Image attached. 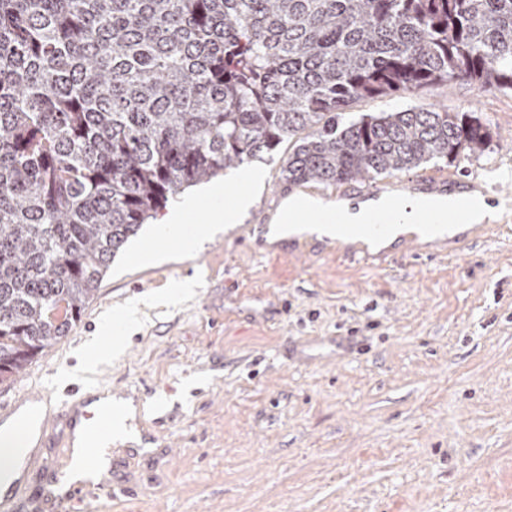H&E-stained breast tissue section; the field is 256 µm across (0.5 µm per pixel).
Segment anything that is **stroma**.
I'll list each match as a JSON object with an SVG mask.
<instances>
[{
	"label": "stroma",
	"instance_id": "obj_1",
	"mask_svg": "<svg viewBox=\"0 0 512 512\" xmlns=\"http://www.w3.org/2000/svg\"><path fill=\"white\" fill-rule=\"evenodd\" d=\"M474 112L478 156L338 185L289 184L288 146L255 157L267 178L249 218L193 254L166 245L143 263L159 221L113 260L95 299L15 387L58 393L89 381L165 411L158 439L111 461V512H512V93L460 82L363 98L356 113ZM480 195L491 232L387 247L314 235L268 242L293 194L352 202ZM193 282L186 298L174 287ZM153 299L136 325L120 305ZM123 339L93 370L91 345ZM350 353L336 358L337 342Z\"/></svg>",
	"mask_w": 512,
	"mask_h": 512
}]
</instances>
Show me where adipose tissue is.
Listing matches in <instances>:
<instances>
[{"instance_id":"ef3b65f1","label":"adipose tissue","mask_w":512,"mask_h":512,"mask_svg":"<svg viewBox=\"0 0 512 512\" xmlns=\"http://www.w3.org/2000/svg\"><path fill=\"white\" fill-rule=\"evenodd\" d=\"M264 178L261 167L244 168L240 180L245 190L229 205L225 204L224 191L217 184L202 189L200 196L186 197L169 213L158 232L155 247L145 252V259H159L162 245L170 241L179 242L185 253H192L206 236L214 234L222 225L243 223ZM454 212L463 213L469 224H481L492 217L491 211L482 204L464 205L453 197L417 201L404 208L388 198L353 206L346 201H326L301 194L283 201L270 221L266 237L275 242L291 236L317 234L346 240L353 225L388 224L392 227V237L396 238L419 232L424 224L443 223L445 215Z\"/></svg>"}]
</instances>
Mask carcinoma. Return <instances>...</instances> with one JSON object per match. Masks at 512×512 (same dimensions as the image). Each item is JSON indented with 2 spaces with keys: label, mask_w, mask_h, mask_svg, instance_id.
<instances>
[{
  "label": "carcinoma",
  "mask_w": 512,
  "mask_h": 512,
  "mask_svg": "<svg viewBox=\"0 0 512 512\" xmlns=\"http://www.w3.org/2000/svg\"><path fill=\"white\" fill-rule=\"evenodd\" d=\"M438 82L512 92V0H0V384L227 168L286 140L290 184L483 153L471 112H348Z\"/></svg>",
  "instance_id": "carcinoma-1"
}]
</instances>
